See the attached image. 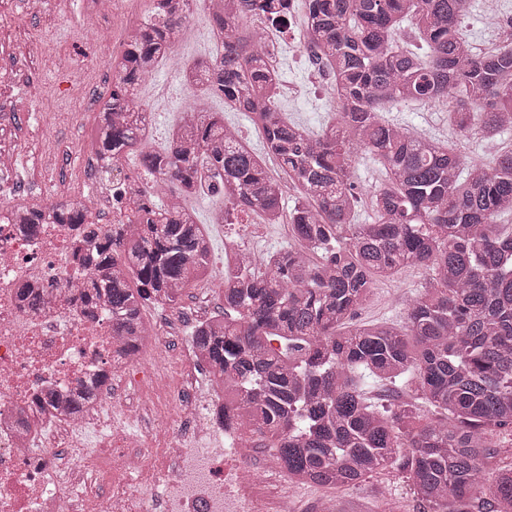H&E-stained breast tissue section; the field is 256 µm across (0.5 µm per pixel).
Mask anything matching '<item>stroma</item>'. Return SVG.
Instances as JSON below:
<instances>
[{"instance_id":"obj_1","label":"stroma","mask_w":512,"mask_h":512,"mask_svg":"<svg viewBox=\"0 0 512 512\" xmlns=\"http://www.w3.org/2000/svg\"><path fill=\"white\" fill-rule=\"evenodd\" d=\"M496 2L499 15L512 17V0H474L473 10L462 24L463 34L474 47L495 49L496 36L484 25L488 2ZM31 41L45 38L55 42L53 63L34 66L28 59L12 61L9 74L16 87L10 98L0 101V121L10 124L17 138L29 142L35 130L48 132L56 153L50 158L51 177H43L39 165L23 161L20 175L25 176L28 189L25 199L31 204L70 200L74 193L87 188L96 177L95 156L84 153L83 142L97 122L101 102L90 101L89 92L112 89V70L102 66L104 54L112 50V20L90 14L89 0H42L34 11ZM218 47L210 34L209 18L203 10L194 13L178 51L184 63L197 57L216 53ZM282 60L278 66L280 81L295 88L296 94L280 100L279 108L288 119L318 128L330 120L333 105L314 89V67L297 38L287 36L281 44ZM141 99L152 114V149L163 150L171 128L183 112L202 104L224 115L225 122L237 126L241 139L251 149H259L261 136L241 112L225 110L222 99L198 87L183 85L180 77L167 64H159L152 79L143 83ZM385 118L407 126L414 134L449 137L448 114L433 104H390L383 111ZM190 206L200 215L201 223L213 240L210 274L194 283L185 292L186 298L204 296L209 312L223 307L224 227L211 223L214 212L223 210L220 196L204 193L190 199ZM422 269L406 267L392 279L374 284L372 292L354 317L355 322L371 323L396 320L405 299L419 291L425 283ZM392 493L398 512H423L422 505L411 494L401 472L389 470L374 476L355 488L325 493L317 487L300 486L295 490L296 512H309L312 502L331 495L338 512H383L384 495Z\"/></svg>"}]
</instances>
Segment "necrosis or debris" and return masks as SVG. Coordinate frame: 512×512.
<instances>
[{"label":"necrosis or debris","mask_w":512,"mask_h":512,"mask_svg":"<svg viewBox=\"0 0 512 512\" xmlns=\"http://www.w3.org/2000/svg\"><path fill=\"white\" fill-rule=\"evenodd\" d=\"M111 199V225L34 235L0 205V512H294L292 489L263 480L255 433L220 423L224 396L202 382L195 348L172 344L173 318L155 321L150 351L120 361L111 309L85 313L74 239L123 231L147 199L125 162ZM24 285L44 304H25ZM104 370L93 408L68 415L81 381ZM48 393L56 410L36 409Z\"/></svg>","instance_id":"obj_1"}]
</instances>
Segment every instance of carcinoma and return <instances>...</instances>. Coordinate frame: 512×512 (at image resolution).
Instances as JSON below:
<instances>
[{"label":"carcinoma","instance_id":"cac0c4a2","mask_svg":"<svg viewBox=\"0 0 512 512\" xmlns=\"http://www.w3.org/2000/svg\"><path fill=\"white\" fill-rule=\"evenodd\" d=\"M195 0H153L157 23L128 37L112 91L86 148L112 174L133 159L155 188L177 187L166 203L132 213L125 235L105 233L73 249L88 271L84 304L105 301L121 315L118 355L151 341L149 306L178 303L207 272L212 243L185 200L207 190L224 205L284 219L295 244L224 277V307L191 329L193 346L240 424L268 440L288 479L328 490L354 487L390 467L403 472L429 512H512V463L490 437L512 429V150L492 164L469 159L449 140L422 137L385 119L392 102L433 103L459 137L486 141L512 128V20L504 45L475 58L461 32L471 0H301L299 40L335 79L333 116L319 129L278 108L274 75L254 19L288 21L293 0H222L206 5L220 51L183 68L243 112L299 189L285 202L262 157L224 124L193 108L155 151L144 139L150 112L140 87L172 58ZM410 23L419 50L397 46ZM363 153L383 180L371 214L357 217L352 164ZM28 231L46 217L85 224L88 205L72 200L21 209ZM405 267L427 275L405 304L404 321L355 325L376 279ZM108 379L80 383L69 412L82 413ZM408 388L411 401L383 405L371 388Z\"/></svg>","mask_w":512,"mask_h":512}]
</instances>
